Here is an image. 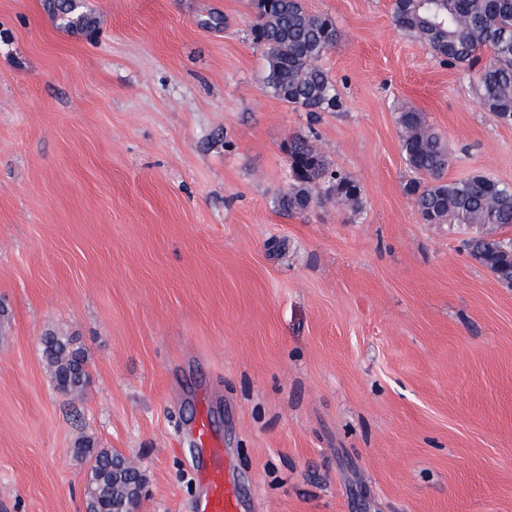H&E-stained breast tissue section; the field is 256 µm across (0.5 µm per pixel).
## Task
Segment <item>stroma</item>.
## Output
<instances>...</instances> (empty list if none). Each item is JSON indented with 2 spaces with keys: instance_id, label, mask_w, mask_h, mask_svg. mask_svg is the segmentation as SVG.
I'll list each match as a JSON object with an SVG mask.
<instances>
[{
  "instance_id": "1",
  "label": "stroma",
  "mask_w": 512,
  "mask_h": 512,
  "mask_svg": "<svg viewBox=\"0 0 512 512\" xmlns=\"http://www.w3.org/2000/svg\"><path fill=\"white\" fill-rule=\"evenodd\" d=\"M55 3L0 0V512H87L82 438L146 474L138 512H200L202 419L240 512H512V287L421 222L397 122L442 133L447 179L512 182L473 72L392 0H305L344 101L312 126L263 86L251 0ZM311 128L362 210L276 207ZM44 337H46V344L43 354L53 382L57 385L62 376H69L70 392L82 391L88 382L87 359L84 351L75 344L72 336H68L62 331L53 330L45 333Z\"/></svg>"
}]
</instances>
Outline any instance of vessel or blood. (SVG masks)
I'll return each mask as SVG.
<instances>
[{
  "mask_svg": "<svg viewBox=\"0 0 512 512\" xmlns=\"http://www.w3.org/2000/svg\"><path fill=\"white\" fill-rule=\"evenodd\" d=\"M196 435L201 446L209 450L201 475L205 489L201 512H239V492L225 470L223 448L211 437L206 424L197 425Z\"/></svg>",
  "mask_w": 512,
  "mask_h": 512,
  "instance_id": "vessel-or-blood-1",
  "label": "vessel or blood"
}]
</instances>
